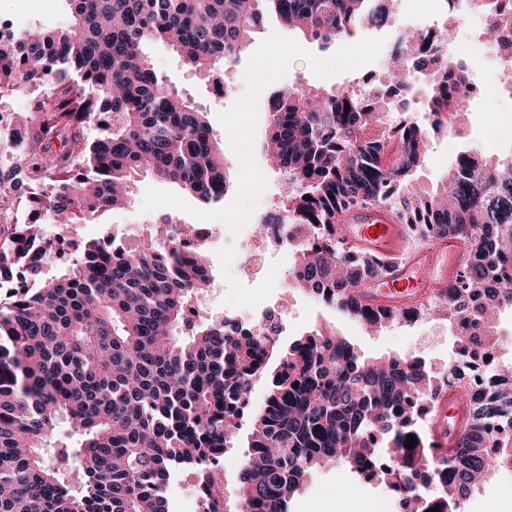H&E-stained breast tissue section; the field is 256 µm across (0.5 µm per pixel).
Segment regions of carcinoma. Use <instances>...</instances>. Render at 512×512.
Returning a JSON list of instances; mask_svg holds the SVG:
<instances>
[{"instance_id": "obj_1", "label": "carcinoma", "mask_w": 512, "mask_h": 512, "mask_svg": "<svg viewBox=\"0 0 512 512\" xmlns=\"http://www.w3.org/2000/svg\"><path fill=\"white\" fill-rule=\"evenodd\" d=\"M67 2L66 27L0 38V91L34 93L29 111L12 113L22 149L0 157V215H31L0 223V512H170L169 486L185 468L206 493L218 489L221 457L245 423L238 512H289L329 462L390 487L404 512H462L475 485L511 473L512 370H495L438 454L417 423L444 392L432 365L367 357L331 326L282 348L270 315L248 329L201 316L189 298L213 269L206 250L181 245L175 224L160 222L138 246L87 240L64 273L42 276L44 220L64 230L123 209L144 171L204 203L230 190L205 113L159 77L149 44L210 80L267 16L327 49L386 22L383 0ZM482 7L496 54L511 59L512 0ZM452 35L450 20L413 74L392 55L395 84L427 115L400 129L394 167L381 162L379 141L360 139L393 109L384 97L373 108L346 91L280 90L261 142L285 179L278 212L298 225L288 235L293 287L374 332L445 318L454 345L440 376L463 394L468 366L499 347L497 316L512 311V158L467 152L436 187L412 181L432 134L462 133L471 87L446 56ZM360 203L390 209L423 241H465L448 297L402 311L362 304L356 286L382 278L386 264L336 236V214Z\"/></svg>"}]
</instances>
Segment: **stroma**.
I'll use <instances>...</instances> for the list:
<instances>
[{"mask_svg":"<svg viewBox=\"0 0 512 512\" xmlns=\"http://www.w3.org/2000/svg\"><path fill=\"white\" fill-rule=\"evenodd\" d=\"M414 3L419 6L416 20L424 26L443 24L452 14L446 0H396L388 23L389 40L374 43L361 33L341 42L336 51L321 50L318 44L306 41L276 18H266L239 59L221 67L225 92L220 96L212 86L197 80L175 51L162 43L151 44L147 53L158 74L206 112L215 135L224 144L233 186L223 202L205 204L175 184L150 173L141 174L131 206L104 212L89 223L74 226L57 260L45 266V274H61L87 239L127 235L142 242L149 238L155 222L165 218L182 225L205 224L218 241L208 253L221 286L220 293L207 305V312L226 316L265 307L279 323L280 340L284 343L317 326L329 325L369 356H414L438 367L447 364L454 342L447 320L437 317L413 326L394 324L371 332L284 283L285 271L296 261L293 249L273 251L270 266L250 283H243L239 275L243 257L234 231L238 224L255 225L260 216L275 211L281 201L283 177L269 169L257 148L269 121L270 95L283 87L303 93H334L367 77L382 78L392 40L406 28L407 13ZM1 18L22 29L54 30L70 21L67 0H0ZM340 51L347 56L348 65H337L336 54ZM260 59L264 60L265 69L257 74L253 66ZM474 77L488 94L471 99L465 107L464 126L469 129V136L452 132L433 136L424 164L415 173L417 180L436 184L463 151L476 149L503 158L512 156V133L504 135L496 130L501 106L493 89L498 70L485 60L476 64ZM338 485L350 487V498L358 503L361 512H383L387 487L363 480L341 464L314 472L293 499L290 512H342L339 497L331 492ZM464 512H512V487L499 479L485 482L473 489Z\"/></svg>","mask_w":512,"mask_h":512,"instance_id":"stroma-1","label":"stroma"}]
</instances>
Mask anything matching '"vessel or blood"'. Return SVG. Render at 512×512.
<instances>
[{"instance_id": "b4317fda", "label": "vessel or blood", "mask_w": 512, "mask_h": 512, "mask_svg": "<svg viewBox=\"0 0 512 512\" xmlns=\"http://www.w3.org/2000/svg\"><path fill=\"white\" fill-rule=\"evenodd\" d=\"M336 234L352 248L387 262L384 278L358 286L363 304L375 308L415 306L433 296H446L466 252L465 243L456 238L440 244H415L408 225L379 205L342 211L336 218ZM460 426L457 411L447 404L431 409L428 429L435 448H446L449 435L457 433Z\"/></svg>"}]
</instances>
